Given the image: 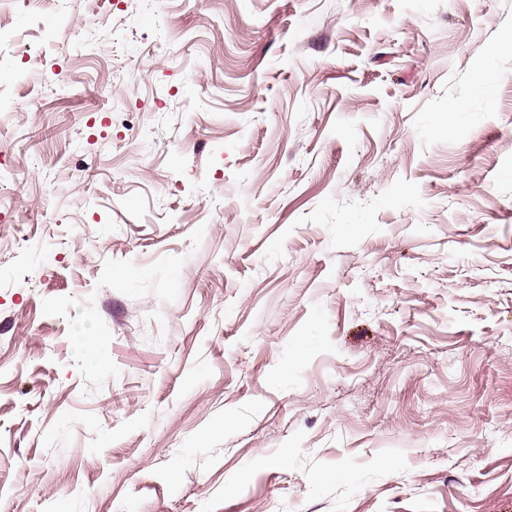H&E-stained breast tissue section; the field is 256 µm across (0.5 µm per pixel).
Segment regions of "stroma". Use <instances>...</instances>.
<instances>
[{
    "instance_id": "obj_1",
    "label": "stroma",
    "mask_w": 512,
    "mask_h": 512,
    "mask_svg": "<svg viewBox=\"0 0 512 512\" xmlns=\"http://www.w3.org/2000/svg\"><path fill=\"white\" fill-rule=\"evenodd\" d=\"M0 25V512H512V0Z\"/></svg>"
}]
</instances>
